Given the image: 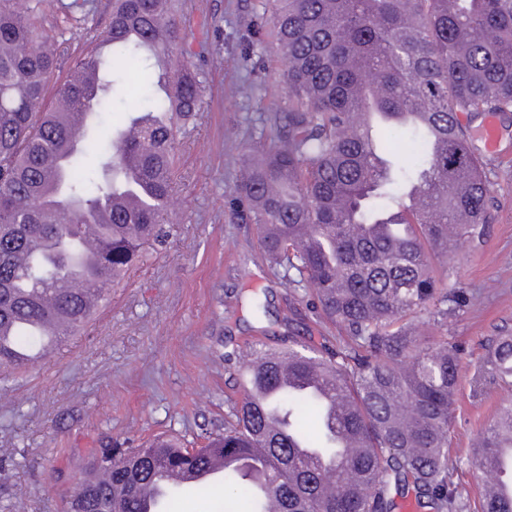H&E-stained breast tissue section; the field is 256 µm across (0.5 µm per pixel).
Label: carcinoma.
Masks as SVG:
<instances>
[{"label":"carcinoma","mask_w":512,"mask_h":512,"mask_svg":"<svg viewBox=\"0 0 512 512\" xmlns=\"http://www.w3.org/2000/svg\"><path fill=\"white\" fill-rule=\"evenodd\" d=\"M280 61L269 141L241 155L238 219L293 289L309 288L344 344L291 338L238 347L246 389L227 400L224 432L190 451L161 435L137 448L93 450L66 512H145L152 480L194 470L220 454L224 512H397L414 496L431 512H469L452 477L461 461L448 436L464 350L448 337L424 347L415 323L435 322L466 298L437 276L434 260L483 235L494 199L472 122L512 112V0H259ZM83 22L95 29L96 14ZM100 28V27H98ZM96 46L76 58L45 103L59 68L43 33L42 0H0V370L32 365L51 314L80 330L89 296L110 292L168 237L175 140L202 110L203 79L187 62L176 93L145 72L184 55L187 32L173 0H110ZM144 105L122 127L103 129L129 72ZM417 112L414 122L373 128L364 114ZM146 121L138 135L129 131ZM395 129L418 147L411 164L389 144ZM139 197L132 208L115 198ZM98 229L100 283L81 277L80 228ZM314 370L341 398V433L324 402L284 384L281 370ZM512 383V336H498L471 378L472 396ZM339 459L336 490L295 447ZM481 480L496 449L512 448V403L484 434ZM172 486L156 512H177ZM478 512H512V499L480 496Z\"/></svg>","instance_id":"cac0c4a2"}]
</instances>
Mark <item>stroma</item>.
Listing matches in <instances>:
<instances>
[{
  "label": "stroma",
  "instance_id": "obj_1",
  "mask_svg": "<svg viewBox=\"0 0 512 512\" xmlns=\"http://www.w3.org/2000/svg\"><path fill=\"white\" fill-rule=\"evenodd\" d=\"M254 0H184L187 58L204 72L205 103L174 145L171 235L133 270L88 329L58 342L26 371L0 383V512L26 493L29 512H64L89 449L100 441L134 448L159 433L194 438L221 431L239 392L225 351L259 339L273 346L300 336L335 340L311 293L293 291L258 248L253 225L234 219L235 159L258 141L265 120L286 111L271 101L257 53ZM500 150L485 155L497 201L483 236L463 242L446 265L448 285L467 301L447 322L421 318L423 345L462 343L449 449L461 459L458 481L477 498L473 446L512 387L490 386L472 402L469 378L488 339L512 334V114L498 117Z\"/></svg>",
  "mask_w": 512,
  "mask_h": 512
}]
</instances>
